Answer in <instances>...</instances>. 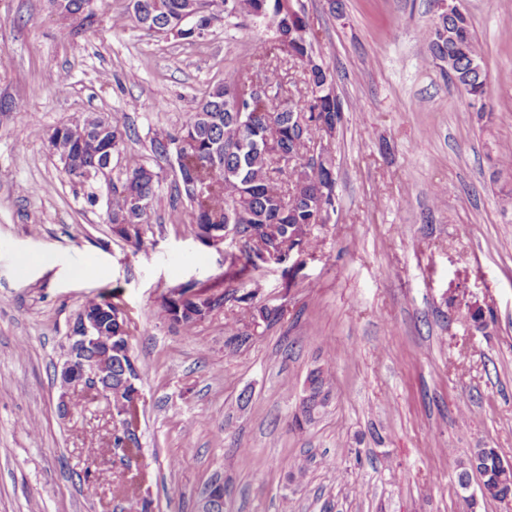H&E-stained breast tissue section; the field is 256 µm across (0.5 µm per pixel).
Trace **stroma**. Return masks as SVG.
<instances>
[{
    "label": "stroma",
    "instance_id": "obj_1",
    "mask_svg": "<svg viewBox=\"0 0 512 512\" xmlns=\"http://www.w3.org/2000/svg\"><path fill=\"white\" fill-rule=\"evenodd\" d=\"M301 2L343 104L336 210L310 250L237 280L240 242L198 240L151 142L259 59L272 32L235 17L194 41L115 26L129 0H95L93 27L72 30L47 0H0V512H197L217 479L224 512H512L479 477L457 484L475 449L512 458V169L491 161L512 148V0H460L489 123L421 62L436 0H344L336 14ZM58 70L70 75L62 94L47 80ZM89 113L129 137L80 184L48 138ZM141 164L160 182L137 248L107 223V188ZM194 282L231 299L187 330L162 303ZM102 293L125 309L140 369L130 460L107 449L105 401L86 392L70 415L58 409L70 331ZM474 302L486 328L464 317ZM263 305L279 320L229 344L227 323ZM319 366L330 402L295 427Z\"/></svg>",
    "mask_w": 512,
    "mask_h": 512
}]
</instances>
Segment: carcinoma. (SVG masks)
Instances as JSON below:
<instances>
[{
    "label": "carcinoma",
    "mask_w": 512,
    "mask_h": 512,
    "mask_svg": "<svg viewBox=\"0 0 512 512\" xmlns=\"http://www.w3.org/2000/svg\"><path fill=\"white\" fill-rule=\"evenodd\" d=\"M93 0H48L51 12L64 27H90L95 22ZM136 22L158 35L192 41L195 36L183 30L185 18L193 13L207 26L225 16H242L263 22L273 31V39L286 36L292 53L277 51V56L300 68L306 92L298 100L280 94L283 76L277 66L266 69L260 80L269 93L278 96L269 101L260 96L243 101L249 122L242 124L227 108L237 81L223 82L209 89L198 101L184 124L174 133H164L152 140L153 153L177 166L175 200L191 207L196 227L225 223L232 215L229 229L242 238L252 231L268 248L288 249L296 245L306 249L312 227L328 222L332 199L322 200L332 192L334 158L327 151L301 166L282 169L275 153L299 155L305 146L334 131L342 120V106L333 77L316 54V38L307 17L299 16L297 2L286 0H131ZM429 59L446 62L448 81L477 107L478 119L486 112L485 74L471 69L482 63L476 32L470 16L463 12L434 19L433 36L428 43ZM100 116L89 114L55 128L50 144L58 154L71 159L66 170L70 180L84 182L96 175L97 168L110 153L124 148L128 132L119 121L108 130L99 128ZM159 175L153 167L141 164L112 184L108 190L107 220L112 225L133 226L131 235L120 238L141 247L143 225L156 194ZM187 289L173 292L164 299L162 309L171 321L189 329L196 324L200 306L214 312L229 300L225 293H212L197 304L187 298ZM305 385L313 391L328 390L331 380L322 367L311 370ZM476 466L466 464L457 475L458 485L479 475L491 497L512 495V479L502 478L496 449L474 451Z\"/></svg>",
    "instance_id": "1"
}]
</instances>
